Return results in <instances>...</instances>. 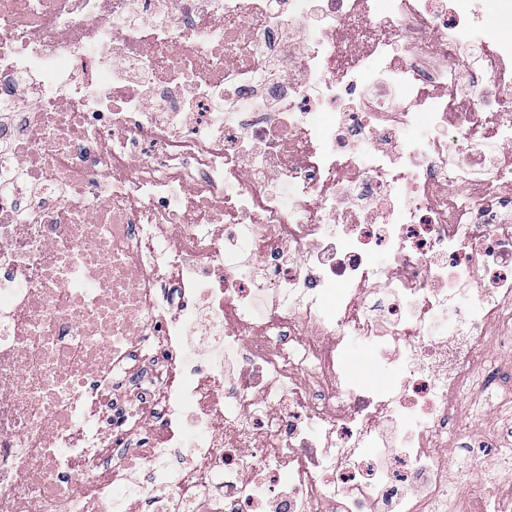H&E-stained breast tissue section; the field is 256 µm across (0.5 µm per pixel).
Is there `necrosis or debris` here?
Listing matches in <instances>:
<instances>
[{
  "label": "necrosis or debris",
  "instance_id": "obj_1",
  "mask_svg": "<svg viewBox=\"0 0 512 512\" xmlns=\"http://www.w3.org/2000/svg\"><path fill=\"white\" fill-rule=\"evenodd\" d=\"M371 2L0 0V512H437L512 356V41Z\"/></svg>",
  "mask_w": 512,
  "mask_h": 512
}]
</instances>
